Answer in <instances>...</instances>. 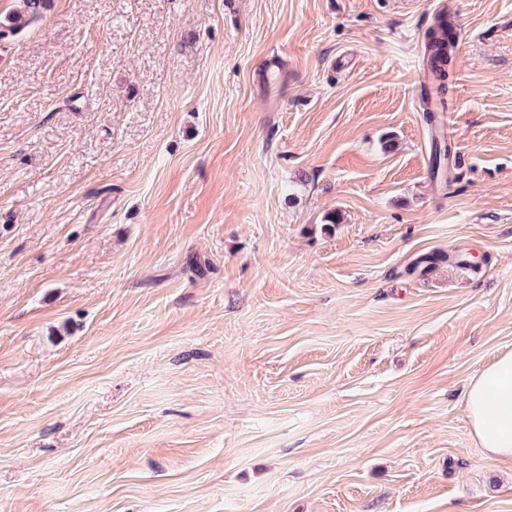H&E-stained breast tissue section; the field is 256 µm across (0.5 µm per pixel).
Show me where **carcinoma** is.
Masks as SVG:
<instances>
[{
	"label": "carcinoma",
	"mask_w": 512,
	"mask_h": 512,
	"mask_svg": "<svg viewBox=\"0 0 512 512\" xmlns=\"http://www.w3.org/2000/svg\"><path fill=\"white\" fill-rule=\"evenodd\" d=\"M16 8L0 16V39L13 35L43 17L51 0H16ZM458 32L452 16L443 12L436 16L434 24L424 36V52L427 56V70L431 90L424 92L423 101L427 121L435 117L432 100L447 106L448 80L453 65Z\"/></svg>",
	"instance_id": "1"
}]
</instances>
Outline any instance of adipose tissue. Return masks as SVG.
<instances>
[{
    "mask_svg": "<svg viewBox=\"0 0 512 512\" xmlns=\"http://www.w3.org/2000/svg\"><path fill=\"white\" fill-rule=\"evenodd\" d=\"M465 410L473 437L493 461L512 460V353L470 378Z\"/></svg>",
    "mask_w": 512,
    "mask_h": 512,
    "instance_id": "adipose-tissue-1",
    "label": "adipose tissue"
}]
</instances>
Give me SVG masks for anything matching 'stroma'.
Masks as SVG:
<instances>
[{
  "mask_svg": "<svg viewBox=\"0 0 512 512\" xmlns=\"http://www.w3.org/2000/svg\"><path fill=\"white\" fill-rule=\"evenodd\" d=\"M504 352L512 0H52L0 40V512H512L464 409ZM458 35L452 16L447 11L437 15L434 24L425 33L424 52L427 56V70L432 89L423 95L428 122H432L438 109L432 104V98H435L443 108H447L448 80Z\"/></svg>",
  "mask_w": 512,
  "mask_h": 512,
  "instance_id": "1",
  "label": "stroma"
}]
</instances>
